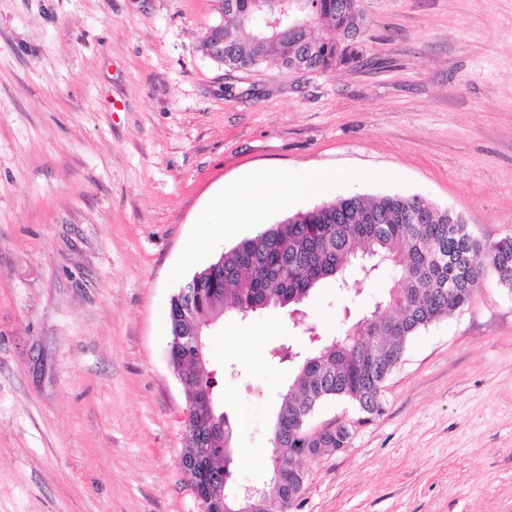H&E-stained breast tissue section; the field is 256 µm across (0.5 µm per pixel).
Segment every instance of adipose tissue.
<instances>
[{
  "label": "adipose tissue",
  "instance_id": "adipose-tissue-1",
  "mask_svg": "<svg viewBox=\"0 0 512 512\" xmlns=\"http://www.w3.org/2000/svg\"><path fill=\"white\" fill-rule=\"evenodd\" d=\"M322 177V172L318 170L300 171L286 179H275L259 173L225 185L218 199L224 209V235H235L239 224L245 222L264 223L266 204L280 205L307 196Z\"/></svg>",
  "mask_w": 512,
  "mask_h": 512
}]
</instances>
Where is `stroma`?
<instances>
[{"label":"stroma","mask_w":512,"mask_h":512,"mask_svg":"<svg viewBox=\"0 0 512 512\" xmlns=\"http://www.w3.org/2000/svg\"><path fill=\"white\" fill-rule=\"evenodd\" d=\"M360 57L231 70L202 42L214 0H0V512H199L170 299L233 246L225 184L330 172L268 223L355 194L417 195L478 238L512 236V0H362ZM211 247L188 261L202 226ZM319 285L304 324L228 318L209 367L232 485L266 476L293 365L372 310ZM380 414L333 399L310 428L350 445L303 462L297 512H512V289L410 338Z\"/></svg>","instance_id":"stroma-1"}]
</instances>
